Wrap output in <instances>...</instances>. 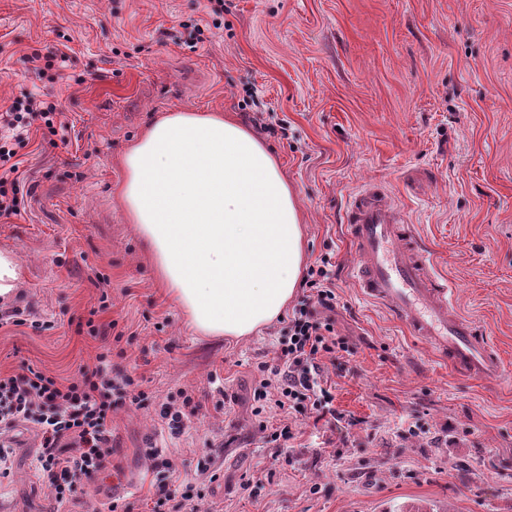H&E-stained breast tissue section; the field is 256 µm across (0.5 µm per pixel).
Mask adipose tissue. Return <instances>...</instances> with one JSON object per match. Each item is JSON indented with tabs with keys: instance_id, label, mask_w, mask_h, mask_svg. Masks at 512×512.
<instances>
[{
	"instance_id": "ef3b65f1",
	"label": "adipose tissue",
	"mask_w": 512,
	"mask_h": 512,
	"mask_svg": "<svg viewBox=\"0 0 512 512\" xmlns=\"http://www.w3.org/2000/svg\"><path fill=\"white\" fill-rule=\"evenodd\" d=\"M122 166L118 202L196 333L239 339L282 316L300 283L303 231L257 136L219 112H171Z\"/></svg>"
}]
</instances>
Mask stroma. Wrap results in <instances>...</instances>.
<instances>
[{
	"mask_svg": "<svg viewBox=\"0 0 512 512\" xmlns=\"http://www.w3.org/2000/svg\"><path fill=\"white\" fill-rule=\"evenodd\" d=\"M52 50L60 80L31 60ZM29 94L59 103L63 129L17 148L26 187L0 251L20 281L0 310L28 322L0 325V373L66 384L107 343L113 375L145 396L114 407L112 463L68 512H144L168 465L182 512H512V0H0V106ZM175 110L224 113L278 157L306 263L329 258L336 284L348 349L321 359L334 415L256 409L287 317L201 336L157 282L115 193L123 152ZM261 111L287 136L260 129ZM371 183L497 345L499 380L461 379L354 287L344 215ZM182 391L202 407L175 434L160 411ZM1 443L14 453L0 512H54L37 430ZM116 478L129 490L113 494Z\"/></svg>",
	"mask_w": 512,
	"mask_h": 512,
	"instance_id": "stroma-1",
	"label": "stroma"
}]
</instances>
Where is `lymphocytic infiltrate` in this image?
<instances>
[{
	"label": "lymphocytic infiltrate",
	"mask_w": 512,
	"mask_h": 512,
	"mask_svg": "<svg viewBox=\"0 0 512 512\" xmlns=\"http://www.w3.org/2000/svg\"><path fill=\"white\" fill-rule=\"evenodd\" d=\"M56 103L30 98L14 102L0 113V128L14 131L13 141H0V216L17 213L23 192L17 145L23 144L33 121L45 134L57 135ZM309 293L288 318L280 342L278 364L260 380L254 396L260 405L281 410L309 404L311 410L329 412L334 397L323 386L321 356L344 350L331 316L336 309V285L326 265L310 269L305 282ZM111 348H103L93 369L62 384L54 377L23 368L0 376V427L17 423L37 425L41 443L37 470L48 482L57 504L71 498L77 484L94 480L111 455L112 408L115 394H127L138 405L143 394H130L132 377H114Z\"/></svg>",
	"instance_id": "lymphocytic-infiltrate-1"
}]
</instances>
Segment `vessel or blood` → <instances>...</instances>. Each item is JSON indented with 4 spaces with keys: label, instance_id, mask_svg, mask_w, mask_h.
<instances>
[{
    "label": "vessel or blood",
    "instance_id": "1",
    "mask_svg": "<svg viewBox=\"0 0 512 512\" xmlns=\"http://www.w3.org/2000/svg\"><path fill=\"white\" fill-rule=\"evenodd\" d=\"M344 222L361 256L353 276L360 295L388 306L462 377L500 378L497 346L487 331L456 311L453 290L437 273L433 255L379 185L351 197Z\"/></svg>",
    "mask_w": 512,
    "mask_h": 512
}]
</instances>
